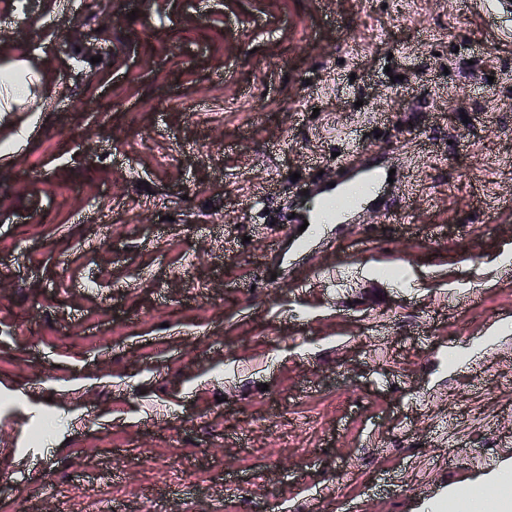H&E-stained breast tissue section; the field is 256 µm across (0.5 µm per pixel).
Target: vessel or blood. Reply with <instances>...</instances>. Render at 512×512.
<instances>
[{"mask_svg":"<svg viewBox=\"0 0 512 512\" xmlns=\"http://www.w3.org/2000/svg\"><path fill=\"white\" fill-rule=\"evenodd\" d=\"M389 170L379 164H364L343 170L335 185L307 184L306 190L312 200L293 217L286 230L296 249H304L306 241L301 231L303 223L345 224L353 215L384 199L390 187Z\"/></svg>","mask_w":512,"mask_h":512,"instance_id":"b4317fda","label":"vessel or blood"}]
</instances>
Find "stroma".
Listing matches in <instances>:
<instances>
[{
	"mask_svg": "<svg viewBox=\"0 0 512 512\" xmlns=\"http://www.w3.org/2000/svg\"><path fill=\"white\" fill-rule=\"evenodd\" d=\"M0 0V512H425L512 465V8ZM99 63H92V56ZM367 154L393 211L269 251ZM17 61L21 63L15 65ZM15 69L21 72L33 73L30 68V62L26 58H14L8 62L2 61L0 75L7 74L10 78L4 79L2 77L0 81V112H12L13 105L23 104V99L29 96L30 91L27 84L21 82L22 85H17V82L20 81L16 78Z\"/></svg>",
	"mask_w": 512,
	"mask_h": 512,
	"instance_id": "stroma-1",
	"label": "stroma"
}]
</instances>
